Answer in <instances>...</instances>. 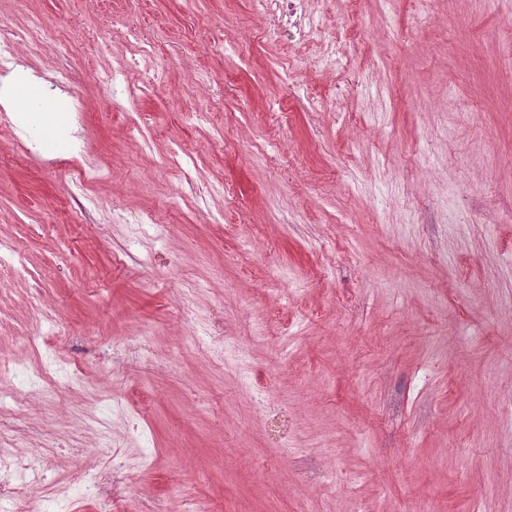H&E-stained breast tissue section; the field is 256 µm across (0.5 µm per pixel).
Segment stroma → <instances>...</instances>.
Here are the masks:
<instances>
[{
  "label": "stroma",
  "instance_id": "obj_1",
  "mask_svg": "<svg viewBox=\"0 0 512 512\" xmlns=\"http://www.w3.org/2000/svg\"><path fill=\"white\" fill-rule=\"evenodd\" d=\"M301 11L313 42L283 0H0L73 46L0 76V358L87 377L32 424L77 437L60 481L119 452L129 512H512V0ZM32 85L66 135L15 120ZM24 271L16 246L11 241L0 239V287L21 277Z\"/></svg>",
  "mask_w": 512,
  "mask_h": 512
}]
</instances>
